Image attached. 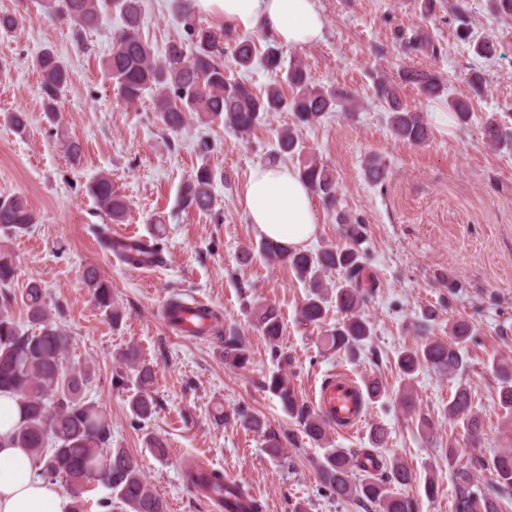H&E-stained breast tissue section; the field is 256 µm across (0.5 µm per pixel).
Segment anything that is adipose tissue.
<instances>
[{
  "mask_svg": "<svg viewBox=\"0 0 512 512\" xmlns=\"http://www.w3.org/2000/svg\"><path fill=\"white\" fill-rule=\"evenodd\" d=\"M208 14L245 31H259L279 44L302 48L320 42L325 22L317 0H197ZM258 237L292 249L317 233L313 197L294 168L261 163L251 168L243 201ZM72 498L41 476L23 448H0V512H71Z\"/></svg>",
  "mask_w": 512,
  "mask_h": 512,
  "instance_id": "adipose-tissue-1",
  "label": "adipose tissue"
}]
</instances>
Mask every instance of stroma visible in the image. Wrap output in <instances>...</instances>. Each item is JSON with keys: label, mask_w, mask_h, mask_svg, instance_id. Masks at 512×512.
Wrapping results in <instances>:
<instances>
[{"label": "stroma", "mask_w": 512, "mask_h": 512, "mask_svg": "<svg viewBox=\"0 0 512 512\" xmlns=\"http://www.w3.org/2000/svg\"><path fill=\"white\" fill-rule=\"evenodd\" d=\"M326 30L323 41L282 47L284 65L301 62L312 83L353 93L354 116L328 113L320 123L300 128L301 154L287 158L292 168L314 158L329 165L338 185L336 210L319 208V231L306 251L339 244L337 210L366 226L362 248L375 289L362 308L374 334L355 353H336L322 344V331L299 317L307 286L288 265L268 260L248 223L242 200L250 169L267 162L290 113L268 115L250 135L240 136L223 122L190 119L179 133L167 130L151 97L125 105L103 69L119 12L102 10L95 27L75 36L69 22L49 16L43 0H0V12L17 15V31L0 43V195L26 197L37 224L19 233L0 231V250L17 266L12 292L38 283L47 304L62 307L60 322L71 338L66 368L95 371L87 400L112 419L110 444L141 459L144 474L166 505V512H224L202 498L182 477L189 458H207L212 469L236 476L263 512H378L375 505L337 500L321 481L320 445L308 440L297 419L288 416L266 388L271 375L287 374L302 400L334 369L359 384L378 381L382 396L371 402L366 420L352 435L329 425L331 447L373 446L374 427L385 430L379 456L398 457L413 472L403 495L415 512H456L453 471L476 456L493 457L512 449V419L499 408L500 369L512 372V145L494 150L484 144L481 126L496 115L512 129V21L499 20L488 0H318ZM473 37L493 35L501 54L477 57L460 29ZM428 34L435 53H412L405 43L416 30ZM144 38L157 47L183 33L177 0H144ZM52 48L70 69L58 119L48 122L41 77L34 56ZM407 64L437 72L445 96L426 100L413 86L401 89L404 105L433 120L434 136L417 147L391 133L373 81L396 78ZM481 70L487 81L473 95L466 77ZM468 97L472 119L436 123L451 98ZM25 113L17 133L7 119ZM209 141L210 151L199 149ZM82 147L72 163L65 143ZM389 171L384 184L364 177L370 155ZM208 166L214 184V211L184 208L182 184ZM112 178L129 210L121 231L158 243L162 260L151 270L122 263L103 249L93 232L105 217L86 187L99 174ZM99 268L112 284L119 321L98 309L85 287L86 266ZM205 300L219 316L203 336H184L168 325L162 311L172 297ZM276 306L283 332L271 350L256 329L253 308ZM435 310L433 322L423 313ZM466 321L472 334L460 348L466 360L462 381L471 389L482 419L478 438L448 418V401L458 381L421 368L404 379L400 351L426 340L447 339L451 324ZM235 328L249 353L246 368L224 362L221 330ZM132 350L154 371L156 413L146 425L133 417L126 392L114 390L112 373L119 353ZM412 408H405L402 396ZM256 416L260 430L234 419L238 408ZM161 439L167 454L155 458L147 436ZM456 457H449V448ZM437 491L426 495V479Z\"/></svg>", "instance_id": "1"}]
</instances>
